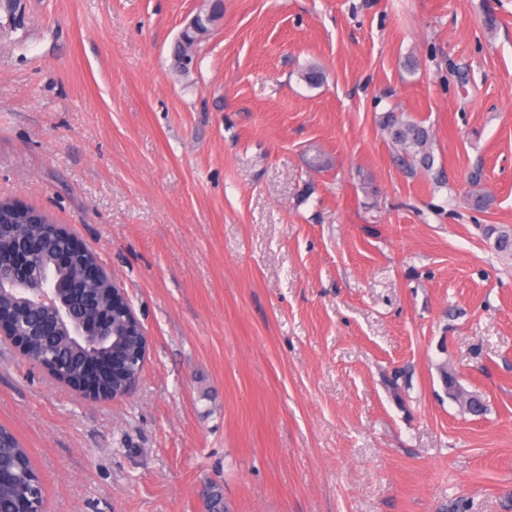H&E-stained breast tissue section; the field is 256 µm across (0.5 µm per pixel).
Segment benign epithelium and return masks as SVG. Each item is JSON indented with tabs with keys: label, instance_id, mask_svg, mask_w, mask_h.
<instances>
[{
	"label": "benign epithelium",
	"instance_id": "7a95c632",
	"mask_svg": "<svg viewBox=\"0 0 512 512\" xmlns=\"http://www.w3.org/2000/svg\"><path fill=\"white\" fill-rule=\"evenodd\" d=\"M220 9L197 14L187 25L204 36ZM89 249L78 237L56 224H43L35 231L29 224H0V335L10 338L34 363L49 369L65 382L78 386L93 398L127 396L140 378L132 374L129 347L149 342L123 288L106 273L97 258L74 262ZM99 288H116L112 313L105 312ZM76 355L79 343H106L101 356L87 354L78 363L61 362L31 351L24 337L33 333ZM41 480L26 486L8 512H45L41 503Z\"/></svg>",
	"mask_w": 512,
	"mask_h": 512
}]
</instances>
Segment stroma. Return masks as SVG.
<instances>
[{
  "label": "stroma",
  "mask_w": 512,
  "mask_h": 512,
  "mask_svg": "<svg viewBox=\"0 0 512 512\" xmlns=\"http://www.w3.org/2000/svg\"><path fill=\"white\" fill-rule=\"evenodd\" d=\"M207 7L28 0L0 36V200L76 234L149 336L111 401L0 341L47 512H512V0H224L180 73ZM386 136L400 149L402 163L413 168L430 171L434 164L432 134L422 122L403 119L390 113L383 124Z\"/></svg>",
  "instance_id": "obj_1"
}]
</instances>
